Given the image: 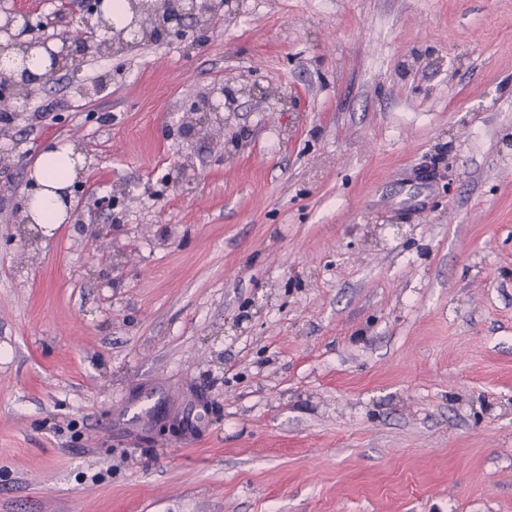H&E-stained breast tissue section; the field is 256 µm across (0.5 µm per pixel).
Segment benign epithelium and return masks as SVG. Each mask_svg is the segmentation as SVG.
I'll return each mask as SVG.
<instances>
[{"label": "benign epithelium", "mask_w": 512, "mask_h": 512, "mask_svg": "<svg viewBox=\"0 0 512 512\" xmlns=\"http://www.w3.org/2000/svg\"><path fill=\"white\" fill-rule=\"evenodd\" d=\"M103 0H85V12L96 24L89 25L88 30L77 35L60 32L58 28L66 23L61 13L52 15H23V23L14 28L16 16L8 14L0 24V33L6 38V46L27 48L39 46L51 58V67L47 75H33L24 72L21 80L9 79L0 82V112L12 115L15 103L20 99L31 97L36 88L58 70L73 67L76 63L89 56L102 52L111 54L123 53L136 47L143 41L160 43L172 34L183 31L185 21L194 19L205 20L206 16L224 6V0H159L146 13L136 15L125 28L112 30V37L100 40L96 28L103 23ZM224 100L207 99L203 104L192 109L193 118L184 120L181 133L185 138L211 135L216 131L218 114L224 109ZM175 172L173 183L182 189H189L193 184L189 165L180 161L173 164Z\"/></svg>", "instance_id": "1"}]
</instances>
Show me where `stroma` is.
<instances>
[{
	"label": "stroma",
	"instance_id": "obj_1",
	"mask_svg": "<svg viewBox=\"0 0 512 512\" xmlns=\"http://www.w3.org/2000/svg\"><path fill=\"white\" fill-rule=\"evenodd\" d=\"M55 141L77 208L25 246ZM0 512H512V0H226L23 102ZM222 99L204 100V103L196 105L191 112H193L192 119H185L181 125V133L183 138H193L200 136L211 135L216 131V125L221 124V119L218 117L219 112L224 109V91L220 92ZM214 116V118H213ZM219 120L220 122H217Z\"/></svg>",
	"mask_w": 512,
	"mask_h": 512
}]
</instances>
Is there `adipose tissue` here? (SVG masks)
<instances>
[{
    "instance_id": "1",
    "label": "adipose tissue",
    "mask_w": 512,
    "mask_h": 512,
    "mask_svg": "<svg viewBox=\"0 0 512 512\" xmlns=\"http://www.w3.org/2000/svg\"><path fill=\"white\" fill-rule=\"evenodd\" d=\"M84 169V159L68 143L47 146L31 166L36 186L26 200L24 220L51 227L67 223L74 205L72 187Z\"/></svg>"
}]
</instances>
